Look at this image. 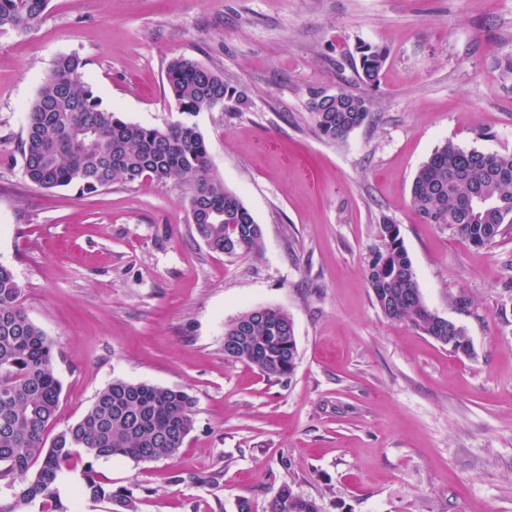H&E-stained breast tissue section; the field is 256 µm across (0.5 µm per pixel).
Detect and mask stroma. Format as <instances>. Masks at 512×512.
<instances>
[{"label":"stroma","mask_w":512,"mask_h":512,"mask_svg":"<svg viewBox=\"0 0 512 512\" xmlns=\"http://www.w3.org/2000/svg\"><path fill=\"white\" fill-rule=\"evenodd\" d=\"M363 45L387 51L372 86L355 68ZM68 53L128 121L197 125L263 229L261 256L210 251L173 181L84 195L26 181L25 108ZM177 56L247 88V109L178 112ZM315 88L373 99L370 119L323 138ZM448 141L512 154V0H50L36 29L0 33V262L51 344L56 429L115 379L195 401L174 457L95 461L105 488L139 512H237L241 497L265 512L286 483L321 512H512V227L476 248L414 212L411 183ZM383 216L470 355L374 303ZM261 306L294 321L290 380L224 353L225 324Z\"/></svg>","instance_id":"obj_1"}]
</instances>
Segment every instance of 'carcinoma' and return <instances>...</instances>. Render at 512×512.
Returning a JSON list of instances; mask_svg holds the SVG:
<instances>
[{"label": "carcinoma", "instance_id": "cac0c4a2", "mask_svg": "<svg viewBox=\"0 0 512 512\" xmlns=\"http://www.w3.org/2000/svg\"><path fill=\"white\" fill-rule=\"evenodd\" d=\"M48 0H0V30L25 32L43 20ZM386 51L361 46L360 80L377 82ZM85 62L76 54L58 56L36 97L26 109L21 146L23 175L43 189L75 187L92 194L114 184L149 178L174 181L189 190L191 224L215 253L257 255L263 247L261 225L241 198L215 174L202 133L180 122L145 127L102 106L84 79ZM177 110L194 115L216 108L234 111L249 104L244 87L224 81V73L185 56L166 70ZM311 120L327 139L343 140L372 114L370 98L342 90L313 89ZM481 194L492 201L470 207ZM411 202L426 224L452 230L476 247L512 224V154L464 150L452 142L438 147L411 185ZM381 247L372 252L366 272L382 314L403 321L443 346L455 336L466 346L450 347L468 355L465 329L448 330L445 318L423 298L397 224H378ZM22 288L12 270L0 263V482L10 490L0 512H73L81 497L105 499L111 512H138L136 499L106 489L93 469L100 458L136 463L175 456L194 426L193 398L182 390L117 379L101 390L92 406L51 443L45 433L55 421L61 395L51 344L23 309ZM294 324L278 307L247 311L224 327V353L261 374L287 379L297 358ZM82 468H77V465ZM73 492L65 497L64 485ZM266 512H320L316 501L282 485Z\"/></svg>", "mask_w": 512, "mask_h": 512}]
</instances>
